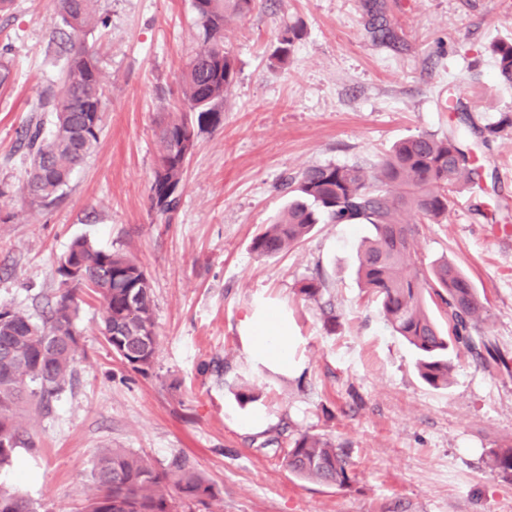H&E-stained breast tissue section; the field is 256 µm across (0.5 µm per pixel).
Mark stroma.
<instances>
[{"label":"stroma","instance_id":"stroma-1","mask_svg":"<svg viewBox=\"0 0 512 512\" xmlns=\"http://www.w3.org/2000/svg\"><path fill=\"white\" fill-rule=\"evenodd\" d=\"M389 39L373 41L364 0H260L229 16L224 46L237 78L221 120L199 133L171 221L151 209L159 126L181 95L200 42L190 0H102L112 21L83 35L103 59L100 142L59 200L0 197V305L29 313L53 298L60 258L84 237L126 253L147 272L158 347L140 373L100 331L101 302L79 294L80 351L72 381L48 410H16L35 449L0 468V484L38 512H81L105 448L166 464L183 455L214 485L213 512H512V477L493 472V449L512 446V117L490 51L512 40V0H378ZM299 24L287 64L270 65L281 28ZM52 0H14L0 14V49L13 82L0 91V182L20 186L27 164L17 132L61 65L47 52ZM466 128L484 195L450 194L443 223L421 225L424 264H458L485 297L481 328L508 363L490 373L466 351L448 387L419 377L415 350L386 323L356 270L366 224H319L296 247L258 256L253 237L288 205V182L319 165L373 168L393 144ZM322 276L333 304L297 293ZM266 300L287 309L294 370L248 353L241 323ZM253 386L258 399L240 405ZM264 412L261 432L244 416ZM309 431L348 449L350 486L307 481L283 462Z\"/></svg>","mask_w":512,"mask_h":512}]
</instances>
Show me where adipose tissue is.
Here are the masks:
<instances>
[{
	"label": "adipose tissue",
	"instance_id": "obj_1",
	"mask_svg": "<svg viewBox=\"0 0 512 512\" xmlns=\"http://www.w3.org/2000/svg\"><path fill=\"white\" fill-rule=\"evenodd\" d=\"M251 356L268 368L287 372L292 363L288 316L275 304L256 305L242 323Z\"/></svg>",
	"mask_w": 512,
	"mask_h": 512
}]
</instances>
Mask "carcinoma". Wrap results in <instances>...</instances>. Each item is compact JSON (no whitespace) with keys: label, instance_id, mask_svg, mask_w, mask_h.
<instances>
[{"label":"carcinoma","instance_id":"1","mask_svg":"<svg viewBox=\"0 0 512 512\" xmlns=\"http://www.w3.org/2000/svg\"><path fill=\"white\" fill-rule=\"evenodd\" d=\"M258 0H192L201 47L187 63L184 107L161 129L152 184L151 209L160 217L180 200L186 164L198 133L220 122L224 92L237 77L234 56L224 48V21L244 17ZM59 27L52 38L65 61L58 86L47 90L41 108L52 114V127L26 128L23 147L29 161L21 192L30 203L46 205L62 193L74 170L95 151L102 132L103 90L100 59L82 42L80 33L106 28L110 15L101 0H54ZM369 33L383 41L390 35L377 5L369 7ZM302 30L296 24L280 32L271 59L290 58ZM492 52L501 80L512 84V42H496ZM464 131L444 138L420 134L397 142L374 169L336 164L310 167L291 179L295 193L284 216L256 235L252 250L262 257L287 251L315 225L369 224L373 236L359 255L362 287L376 297L395 333L418 352L417 371L432 387L449 384L448 350L460 345L488 371L501 359L479 323L485 304L462 268L446 260L425 266L414 248L417 223L436 222L448 211V193L473 187L482 175L463 149ZM61 288L39 318L20 309L0 307V468L19 448H33L29 430L16 419L15 407L27 400L38 410L49 406L71 379L80 348L76 326L77 293L86 288L103 300L102 334L112 353L135 371L149 368L157 351L154 301L144 268L128 256L94 247L80 237L59 262ZM324 281L305 279L298 293L319 301ZM444 310L448 329H441L428 303ZM297 477L348 486L353 474L342 448L316 435L302 433L285 457ZM493 471L512 476V447L492 453ZM94 490L84 512H198L211 508L216 492L184 456L157 466L149 459L112 448L93 468ZM0 512H35L17 492L0 488Z\"/></svg>","mask_w":512,"mask_h":512}]
</instances>
